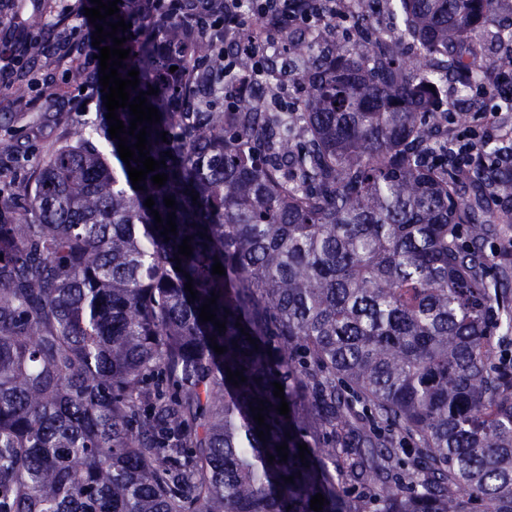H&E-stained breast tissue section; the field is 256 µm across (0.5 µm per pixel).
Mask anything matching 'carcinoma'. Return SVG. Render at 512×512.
<instances>
[{
  "label": "carcinoma",
  "mask_w": 512,
  "mask_h": 512,
  "mask_svg": "<svg viewBox=\"0 0 512 512\" xmlns=\"http://www.w3.org/2000/svg\"><path fill=\"white\" fill-rule=\"evenodd\" d=\"M503 2L399 0L412 57L364 19L362 48L316 56L283 30L305 89L284 130L247 95L196 111L188 35L119 2L118 73L139 71L132 99L159 89L147 150L168 179L133 189L101 121L116 164L62 146L30 193L38 222L0 224V512H314L318 493L321 512H512V366L490 360L512 307L463 173L433 157L427 68L476 76L468 40ZM153 209L175 213L170 240ZM213 295L222 332L199 319ZM360 403L414 444L407 487Z\"/></svg>",
  "instance_id": "obj_1"
}]
</instances>
